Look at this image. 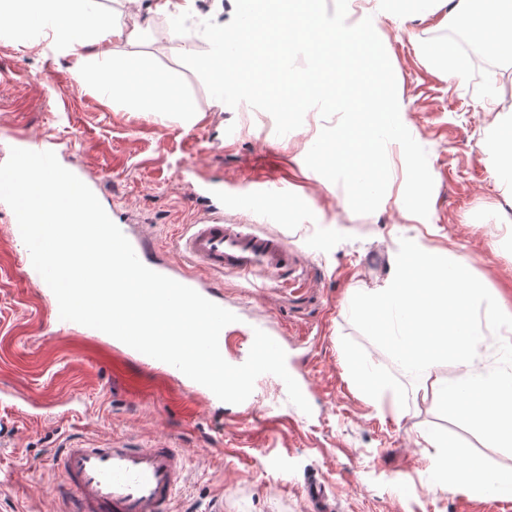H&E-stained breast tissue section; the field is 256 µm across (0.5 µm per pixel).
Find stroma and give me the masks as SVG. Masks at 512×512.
Returning <instances> with one entry per match:
<instances>
[{"mask_svg": "<svg viewBox=\"0 0 512 512\" xmlns=\"http://www.w3.org/2000/svg\"><path fill=\"white\" fill-rule=\"evenodd\" d=\"M392 64L403 124L428 153L434 179L428 218L400 206L402 148L387 147L391 169L376 212L355 214L345 189L309 169L305 156L325 125L309 110L302 127L277 136L273 117L240 104L217 109L199 76L178 59L208 48L197 28L183 40L153 23L135 50L175 75L197 108L194 124L160 121L78 84L75 61L21 46L0 33V163L19 136L43 139L68 170L96 182L106 212L155 244V258L183 265L176 236L223 194L258 187L257 207L225 208L238 223L277 235L295 255L287 282L203 273L218 301L238 317L225 358L245 360L249 326L272 325L288 370L307 382L311 413L274 385L250 410L207 401L165 370L80 330L57 334L50 311L27 281L0 202V512H64L53 459L66 444L115 436L135 447L177 448L186 461L172 512H501L495 497L444 489L433 470L430 431L494 469L512 454L442 418L423 400L422 381L402 371L351 323L356 292L384 285L400 238L464 256L488 290L512 310V207L483 151L497 112L512 111V56L455 49L432 20L401 21L399 0H348L346 21L363 8ZM463 67L449 77L448 65ZM495 99L496 112L483 108ZM393 385L404 417L370 404L352 368ZM411 484L401 494L398 479ZM317 482L323 503L311 501Z\"/></svg>", "mask_w": 512, "mask_h": 512, "instance_id": "obj_1", "label": "stroma"}]
</instances>
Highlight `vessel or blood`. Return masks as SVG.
<instances>
[{"label":"vessel or blood","mask_w":512,"mask_h":512,"mask_svg":"<svg viewBox=\"0 0 512 512\" xmlns=\"http://www.w3.org/2000/svg\"><path fill=\"white\" fill-rule=\"evenodd\" d=\"M177 245L191 265L247 281L282 277L294 264L285 240L232 223L220 207L189 225ZM151 268L197 292L205 290L204 282L186 269L164 262ZM57 469L69 501L67 512H171L185 461L176 448H131L122 439L107 437L61 449Z\"/></svg>","instance_id":"vessel-or-blood-1"}]
</instances>
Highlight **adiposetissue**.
Returning a JSON list of instances; mask_svg holds the SVG:
<instances>
[{
	"label": "adipose tissue",
	"mask_w": 512,
	"mask_h": 512,
	"mask_svg": "<svg viewBox=\"0 0 512 512\" xmlns=\"http://www.w3.org/2000/svg\"><path fill=\"white\" fill-rule=\"evenodd\" d=\"M412 11L439 16L451 7L467 17L472 34L488 52L512 51V0H495L492 9H474V0H406ZM9 16L10 32L41 35L51 50L76 61L79 84L93 85L102 97L121 100L136 111L156 117L177 113L183 121L194 120L196 108L178 81L163 75L132 53L142 33L141 23L129 25L112 20L93 0H0V16ZM128 53H119V46ZM490 139L499 160L494 167L498 183L512 195V114L500 117L490 128ZM428 442L437 450L434 468L449 491L483 495L494 491L512 495V471L489 469L481 460L465 464L454 461V453L435 435Z\"/></svg>",
	"instance_id": "adipose-tissue-1"
}]
</instances>
